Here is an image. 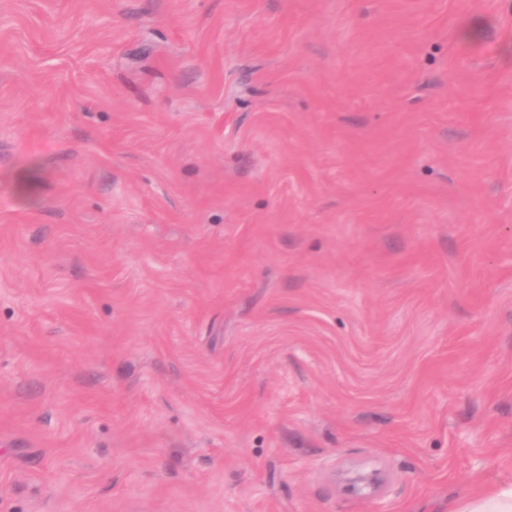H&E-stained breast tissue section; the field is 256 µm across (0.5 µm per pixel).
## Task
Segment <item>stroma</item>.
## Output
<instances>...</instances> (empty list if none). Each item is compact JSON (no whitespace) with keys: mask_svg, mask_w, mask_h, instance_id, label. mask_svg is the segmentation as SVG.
Masks as SVG:
<instances>
[{"mask_svg":"<svg viewBox=\"0 0 512 512\" xmlns=\"http://www.w3.org/2000/svg\"><path fill=\"white\" fill-rule=\"evenodd\" d=\"M502 483L512 0H0V512ZM338 479L344 490L352 494H376L385 484V477L380 469L361 467L352 471H342Z\"/></svg>","mask_w":512,"mask_h":512,"instance_id":"obj_1","label":"stroma"}]
</instances>
